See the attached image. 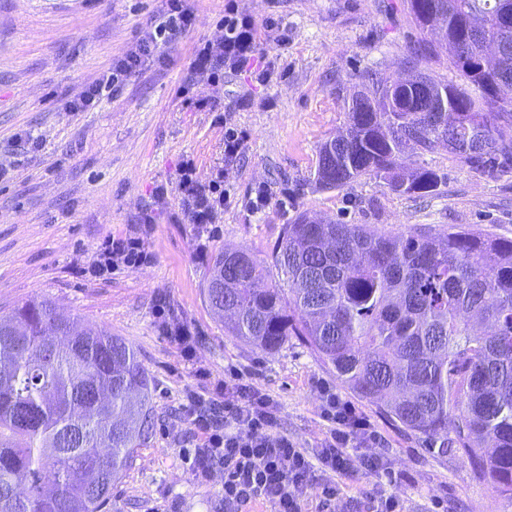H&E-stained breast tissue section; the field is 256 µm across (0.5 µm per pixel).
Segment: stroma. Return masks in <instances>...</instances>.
<instances>
[{
    "label": "stroma",
    "instance_id": "stroma-1",
    "mask_svg": "<svg viewBox=\"0 0 512 512\" xmlns=\"http://www.w3.org/2000/svg\"><path fill=\"white\" fill-rule=\"evenodd\" d=\"M225 0H188L191 31L116 94L84 112L68 105L112 66L146 29L164 19V0H0V313L47 299L78 323L100 326L135 350L151 378L155 424L136 449L104 512H225L221 469L196 476L186 456L196 442L180 407L199 384L197 370L220 379L236 369L275 401L281 432L317 459L329 426L322 387L355 404L381 437L366 454L385 457L386 472L341 479L335 512H373L379 495L404 512H512L455 450L419 435L359 399L305 344L289 338L267 352L231 336L203 288L211 255L231 247L269 261L284 225L300 216L364 224L378 233L415 227L435 234L463 229L512 239V173L493 178L441 146L416 157L441 182L427 196L391 191L373 176L333 190L314 184L319 149L342 131L368 73L415 70L448 83L461 76L436 37L416 29L405 0H238L257 21L275 18L288 44L268 46L275 72L267 85L225 75L220 86L189 72L197 40L223 37ZM415 58L407 68V58ZM214 112L187 106L180 88ZM247 135L237 165H224V129ZM193 160L208 182L224 169L230 198L211 236L182 223L175 175ZM166 195H156L158 185ZM269 201L253 210L257 186ZM157 218L149 263L92 281L81 271L107 235ZM165 301L191 328L196 355L185 362L155 314Z\"/></svg>",
    "mask_w": 512,
    "mask_h": 512
}]
</instances>
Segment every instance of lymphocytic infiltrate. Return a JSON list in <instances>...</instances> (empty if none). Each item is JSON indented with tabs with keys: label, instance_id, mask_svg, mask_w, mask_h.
I'll return each instance as SVG.
<instances>
[{
	"label": "lymphocytic infiltrate",
	"instance_id": "1",
	"mask_svg": "<svg viewBox=\"0 0 512 512\" xmlns=\"http://www.w3.org/2000/svg\"><path fill=\"white\" fill-rule=\"evenodd\" d=\"M166 3L165 21L145 31L115 59L110 71L70 104V111L86 110L103 90L119 88L139 74L146 61L161 59L163 46L190 31L194 16L186 0ZM223 23L221 40L195 43L192 72L208 73L216 82L224 73L246 72L259 84L269 82L274 64L262 46L286 47L287 29L271 18L257 22L240 12L235 0H226ZM176 189L184 223L202 228L218 223L228 195L223 171H216L209 182L203 183L198 181L193 163L185 162L178 170ZM142 222L140 235L106 236L97 246L86 275L105 281L121 267L146 262L147 241L157 219L147 212ZM199 377L206 389L188 396L182 406L183 420L198 441L193 461L196 472L206 474L215 467L224 471V505L228 512H241L244 506L256 503L266 505L269 512H302L305 495L312 487L318 490L323 512H328L338 493L339 477L384 471L381 456L357 452L358 447L378 441L369 419L335 392L325 394L323 417L330 429L318 460L313 461L287 435L278 433L277 409L269 394L235 372L217 381L210 380L204 371ZM320 469L330 472L329 480L317 481Z\"/></svg>",
	"mask_w": 512,
	"mask_h": 512
}]
</instances>
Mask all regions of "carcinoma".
Returning <instances> with one entry per match:
<instances>
[{"instance_id": "obj_1", "label": "carcinoma", "mask_w": 512, "mask_h": 512, "mask_svg": "<svg viewBox=\"0 0 512 512\" xmlns=\"http://www.w3.org/2000/svg\"><path fill=\"white\" fill-rule=\"evenodd\" d=\"M421 31L442 21L448 62L445 130L421 112L426 90L396 104L354 100L336 164L318 158L316 183L338 189L365 175L425 195L432 170L402 164L441 134L467 146L454 157L491 177L512 166V0H406ZM503 43L494 69L468 44L475 23ZM281 283L243 250L214 257L204 288L213 314L242 341L276 351L299 337L360 398L431 444L448 441L512 502V240L471 232L377 234L363 224L284 227L272 253ZM151 426L150 379L132 346L102 327L79 328L48 301L0 316V512H102Z\"/></svg>"}]
</instances>
